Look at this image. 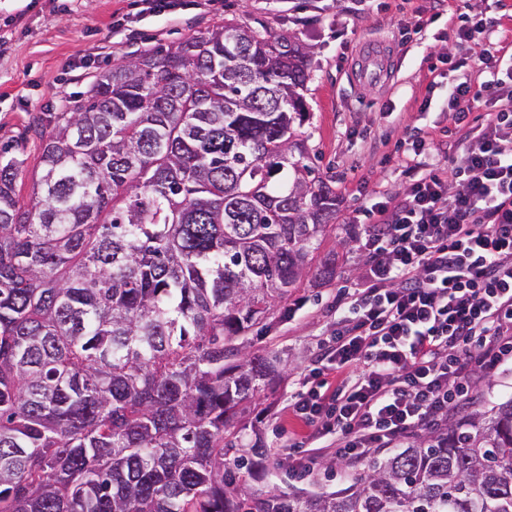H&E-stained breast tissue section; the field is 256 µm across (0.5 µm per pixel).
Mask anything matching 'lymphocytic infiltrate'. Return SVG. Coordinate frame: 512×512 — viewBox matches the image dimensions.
<instances>
[{"label":"lymphocytic infiltrate","instance_id":"f902f5d3","mask_svg":"<svg viewBox=\"0 0 512 512\" xmlns=\"http://www.w3.org/2000/svg\"><path fill=\"white\" fill-rule=\"evenodd\" d=\"M489 27L482 18L448 33L473 43L486 75L448 90L462 161L428 137L399 143L401 199L364 210L362 274L334 305L310 386L288 402L339 461L433 431L477 400L476 380L512 361V37L491 41Z\"/></svg>","mask_w":512,"mask_h":512}]
</instances>
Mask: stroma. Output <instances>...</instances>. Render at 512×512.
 I'll list each match as a JSON object with an SVG mask.
<instances>
[{
    "label": "stroma",
    "instance_id": "35a3bbf8",
    "mask_svg": "<svg viewBox=\"0 0 512 512\" xmlns=\"http://www.w3.org/2000/svg\"><path fill=\"white\" fill-rule=\"evenodd\" d=\"M153 0H0V150L17 149L23 159L18 180L29 196L40 162V140L29 132L34 117L60 111L65 100L84 93L94 76L125 55L190 37L235 19L272 35H296L310 47L311 79L303 92L310 119L303 127L310 163L332 180L340 204L336 225L322 238L319 255L336 257L330 285L303 282L293 294L303 307L289 315L278 304L266 326L248 335L246 350L278 353L284 368L266 389L250 420L269 456L263 489L331 492L347 486L363 464L340 468L332 454L305 478L294 477L280 436L290 425L289 396L301 389L318 351L331 336L336 317L331 303L339 289L356 283L365 261L359 245L365 225L358 217L373 201L398 198L405 178L385 154L410 136L453 130L446 104L450 84L474 74L467 45L449 41L459 25L458 0H446L440 15L414 32L415 14L429 0H170L172 7L151 11ZM389 53L387 79L352 78L370 44ZM479 399L463 413L472 418L512 399V370L478 384Z\"/></svg>",
    "mask_w": 512,
    "mask_h": 512
}]
</instances>
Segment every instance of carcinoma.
<instances>
[{
	"label": "carcinoma",
	"instance_id": "cac0c4a2",
	"mask_svg": "<svg viewBox=\"0 0 512 512\" xmlns=\"http://www.w3.org/2000/svg\"><path fill=\"white\" fill-rule=\"evenodd\" d=\"M294 37L228 20L122 57L0 152V512H512V400L336 492L257 487L244 419L283 369L244 339L336 222Z\"/></svg>",
	"mask_w": 512,
	"mask_h": 512
}]
</instances>
